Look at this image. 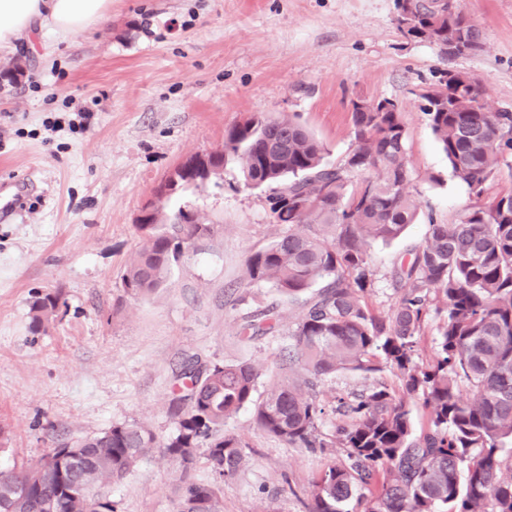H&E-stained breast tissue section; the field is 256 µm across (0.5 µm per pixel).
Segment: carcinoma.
<instances>
[{"instance_id":"1","label":"carcinoma","mask_w":512,"mask_h":512,"mask_svg":"<svg viewBox=\"0 0 512 512\" xmlns=\"http://www.w3.org/2000/svg\"><path fill=\"white\" fill-rule=\"evenodd\" d=\"M438 0H415L406 39L443 45L456 39L476 54L479 29ZM442 102L422 95L421 111L448 160L452 176L474 202L456 222L429 218L424 245L394 270L397 301L373 315L363 294L373 283L368 247L398 238L418 213L406 129L399 112H363L350 102L355 147L337 165L325 148L290 117L252 113L224 131L222 152L191 157L193 170L177 174L178 187L206 181L205 167L242 163L245 184L267 192L277 239L246 259V279L268 284L301 304L288 329V371L255 397L262 372L243 361L189 366L168 410L177 432L157 445L140 423H125L75 443L78 461L34 483L25 501L19 488L29 470L0 472V512H117L101 490L161 447L179 465L177 512H223L224 481L246 464V444L224 433V421L254 407L258 426L293 448L344 449L311 483L306 512H512V191L489 195L512 177V111H492L487 93L468 74L438 78ZM140 249L123 275L127 292L145 296L166 281L171 267L213 228L179 208L137 225ZM56 293L36 297L32 321L45 327L60 307ZM445 312L433 360L414 359L431 310ZM273 308L245 318L243 331L275 329ZM393 369L398 384L375 381L352 403L337 399L347 419L333 440L319 429L324 408L316 385L340 370ZM426 423L412 422L413 405ZM213 473L210 482L188 477L197 451ZM96 500L97 510H90Z\"/></svg>"}]
</instances>
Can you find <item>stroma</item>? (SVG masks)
Wrapping results in <instances>:
<instances>
[{"mask_svg":"<svg viewBox=\"0 0 512 512\" xmlns=\"http://www.w3.org/2000/svg\"><path fill=\"white\" fill-rule=\"evenodd\" d=\"M480 30L475 55L448 58L401 36L395 0H112L111 22L62 39L37 32L0 52V70L25 73L0 84V470L35 464L51 448L140 422L165 442L176 431L168 399L190 362L247 360L263 378L279 374L288 327L301 311L273 288L244 278L247 256L281 235L264 190L244 186L229 162L221 184L165 201L212 225L172 266L162 288L127 293L122 276L141 246L136 224L156 189L193 155L221 149L226 127L255 112L287 115L312 132L336 164L354 145L349 103L399 102L414 224L371 244L370 311L390 313L395 266L423 245L430 218L450 223L473 202L452 179L419 95L440 71L467 73L494 110L512 111V0H454ZM39 87H32L30 77ZM98 100L89 128L48 129L49 96ZM59 294L46 327L32 325L34 297ZM276 307L275 332L249 337L248 313ZM390 368L339 371L320 386L321 430L339 419L337 397ZM247 445V463L224 483V512H304L312 480L341 460L339 448H291L265 434L252 407L224 422ZM175 463L154 451L107 491L117 512H174Z\"/></svg>","mask_w":512,"mask_h":512,"instance_id":"stroma-1","label":"stroma"}]
</instances>
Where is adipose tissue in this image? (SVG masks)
<instances>
[{
  "label": "adipose tissue",
  "mask_w": 512,
  "mask_h": 512,
  "mask_svg": "<svg viewBox=\"0 0 512 512\" xmlns=\"http://www.w3.org/2000/svg\"><path fill=\"white\" fill-rule=\"evenodd\" d=\"M110 0H0V49L12 48L40 25L71 37L105 22Z\"/></svg>",
  "instance_id": "adipose-tissue-1"
}]
</instances>
